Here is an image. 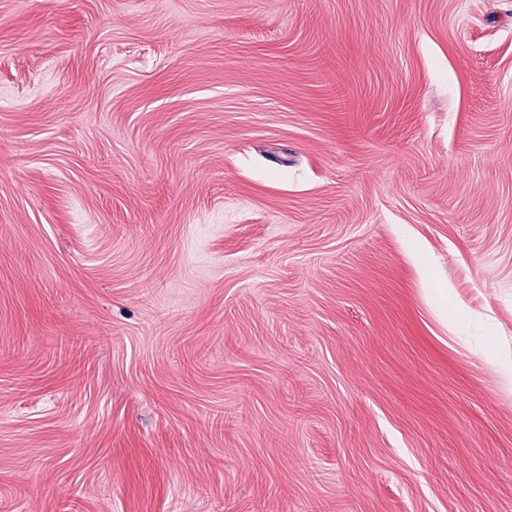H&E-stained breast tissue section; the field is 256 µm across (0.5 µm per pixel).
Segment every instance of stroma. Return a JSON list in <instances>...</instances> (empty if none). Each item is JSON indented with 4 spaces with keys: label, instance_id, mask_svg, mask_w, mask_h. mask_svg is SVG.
Here are the masks:
<instances>
[{
    "label": "stroma",
    "instance_id": "stroma-1",
    "mask_svg": "<svg viewBox=\"0 0 512 512\" xmlns=\"http://www.w3.org/2000/svg\"><path fill=\"white\" fill-rule=\"evenodd\" d=\"M0 512H512V0H0Z\"/></svg>",
    "mask_w": 512,
    "mask_h": 512
}]
</instances>
